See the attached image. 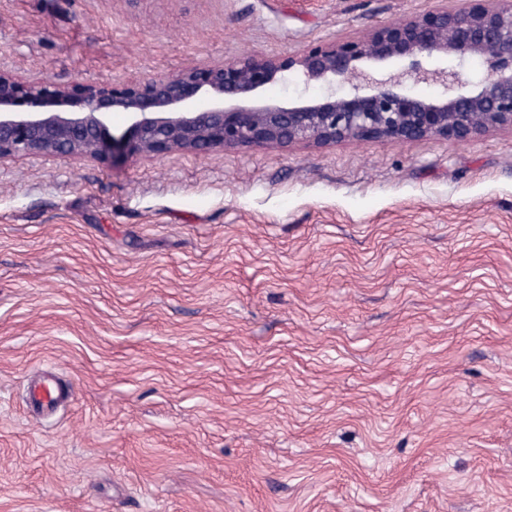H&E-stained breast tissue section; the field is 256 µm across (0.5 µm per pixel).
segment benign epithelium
Returning a JSON list of instances; mask_svg holds the SVG:
<instances>
[{
	"instance_id": "obj_1",
	"label": "benign epithelium",
	"mask_w": 512,
	"mask_h": 512,
	"mask_svg": "<svg viewBox=\"0 0 512 512\" xmlns=\"http://www.w3.org/2000/svg\"><path fill=\"white\" fill-rule=\"evenodd\" d=\"M470 10L431 12L378 28L365 41L315 48L299 57H248L134 84H30L0 71V159L66 155L109 163L118 156L162 157L256 144L327 145L348 140L410 142L431 136L465 140L512 127V0ZM482 57L487 76L469 85L452 68L421 59ZM378 68L355 72V62ZM403 62L397 70L380 65ZM299 68L326 95L296 104H255L277 75ZM338 82L349 85L336 94ZM436 83L425 99L406 86ZM124 112L118 136L110 116Z\"/></svg>"
}]
</instances>
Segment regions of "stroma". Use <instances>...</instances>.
<instances>
[{"label": "stroma", "mask_w": 512, "mask_h": 512, "mask_svg": "<svg viewBox=\"0 0 512 512\" xmlns=\"http://www.w3.org/2000/svg\"><path fill=\"white\" fill-rule=\"evenodd\" d=\"M472 6L0 0V70L124 84ZM0 512H512V129L0 160ZM63 397L64 392L57 381L40 383L33 391V401L39 407L52 408L59 404Z\"/></svg>", "instance_id": "35a3bbf8"}]
</instances>
